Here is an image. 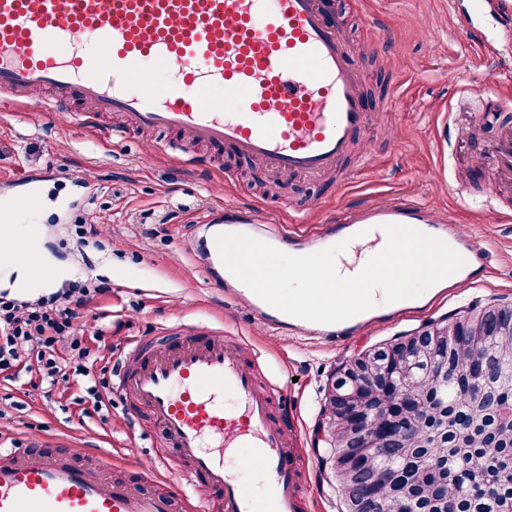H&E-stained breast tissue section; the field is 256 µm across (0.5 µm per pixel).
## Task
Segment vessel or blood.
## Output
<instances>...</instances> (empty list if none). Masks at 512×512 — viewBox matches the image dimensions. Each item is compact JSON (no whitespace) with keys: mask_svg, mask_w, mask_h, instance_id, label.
<instances>
[{"mask_svg":"<svg viewBox=\"0 0 512 512\" xmlns=\"http://www.w3.org/2000/svg\"><path fill=\"white\" fill-rule=\"evenodd\" d=\"M52 90L74 100L85 127L103 112L130 126L162 129L214 150L238 154L288 175L322 176L338 167L372 121L364 76L325 0H0V99L27 112L47 109ZM491 162L512 179V128L501 129ZM27 199L12 216L17 233L33 223L39 186L6 177ZM219 223H262L260 210L222 209ZM403 224L439 239L465 261L459 281L487 273L490 247L474 244L447 210L409 199L373 200L321 224L293 219L274 248L305 256L346 242L354 262L385 242L384 225ZM224 286L244 298L267 329L307 333L335 343L365 328L415 313L447 294L439 286L413 298L320 323L269 305L232 273ZM121 374L123 389L147 408L189 481L212 492L207 512H305L298 455L275 418V392L219 333L176 337L167 348L143 340ZM235 403L225 407V396ZM248 449L263 475L252 490L229 459ZM106 453L60 450L36 457L0 448V512H194L189 496L110 479Z\"/></svg>","mask_w":512,"mask_h":512,"instance_id":"vessel-or-blood-1","label":"vessel or blood"}]
</instances>
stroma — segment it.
<instances>
[{
	"mask_svg": "<svg viewBox=\"0 0 512 512\" xmlns=\"http://www.w3.org/2000/svg\"><path fill=\"white\" fill-rule=\"evenodd\" d=\"M329 0L328 11L366 78L373 123L354 157L322 180L285 176L225 148L191 151L206 167L189 170L163 149L164 132L131 130L112 141L107 130L119 116L102 115L99 130L76 123L71 113L46 109L0 114V173H30L40 180L34 275L60 271L35 291L17 288L15 274L0 271V294L34 302L73 283L97 289L81 311L84 337L106 367L112 404L106 415L84 416L81 380L53 393L34 387L28 375L0 380V447L26 448L38 439L49 447L99 448L112 457L115 476L149 484L162 480L171 492L187 486L181 461L156 468L162 445L146 409L121 389L118 375L136 339L164 335L169 327L194 334L200 324L218 329L225 342L241 344L246 361H259L264 380L274 382L288 407L280 425L299 443L311 512H342L329 449L315 446L324 395L332 374L360 351L416 331L432 321L490 303L512 302V182L499 178L487 156L508 119L497 115L496 95L512 92V62L495 59L470 36L473 19L488 37L499 26L478 0ZM377 49L368 52V39ZM394 96L391 111L382 102ZM481 99L495 113L491 124L460 109L462 98ZM410 197L445 208L474 241L493 242L487 277L459 288L420 313L359 333L333 346L309 336L266 334L224 293V280L210 275L205 226L218 205L263 206L281 218L302 211L320 224L340 207L375 199ZM107 230L102 248L82 243L80 223Z\"/></svg>",
	"mask_w": 512,
	"mask_h": 512,
	"instance_id": "obj_1",
	"label": "stroma"
}]
</instances>
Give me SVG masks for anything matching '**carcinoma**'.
Returning a JSON list of instances; mask_svg holds the SVG:
<instances>
[{
    "instance_id": "obj_1",
    "label": "carcinoma",
    "mask_w": 512,
    "mask_h": 512,
    "mask_svg": "<svg viewBox=\"0 0 512 512\" xmlns=\"http://www.w3.org/2000/svg\"><path fill=\"white\" fill-rule=\"evenodd\" d=\"M448 335L336 374L366 403L336 405V476L344 509L369 499L385 512H512V304L452 317ZM486 329L480 344L469 331ZM427 400L428 409L417 410Z\"/></svg>"
}]
</instances>
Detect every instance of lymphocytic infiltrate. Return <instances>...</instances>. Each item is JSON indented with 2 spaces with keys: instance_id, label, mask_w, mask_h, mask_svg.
Returning a JSON list of instances; mask_svg holds the SVG:
<instances>
[{
  "instance_id": "f902f5d3",
  "label": "lymphocytic infiltrate",
  "mask_w": 512,
  "mask_h": 512,
  "mask_svg": "<svg viewBox=\"0 0 512 512\" xmlns=\"http://www.w3.org/2000/svg\"><path fill=\"white\" fill-rule=\"evenodd\" d=\"M91 300V291L85 287L34 306L0 296V374L12 379L23 371L39 377L51 389L67 382L73 372L88 377L80 399L82 412L88 416L101 412L107 394L90 377L98 356L85 346L81 327L75 322L78 309ZM60 347L67 349L69 364L57 360L55 351Z\"/></svg>"
}]
</instances>
